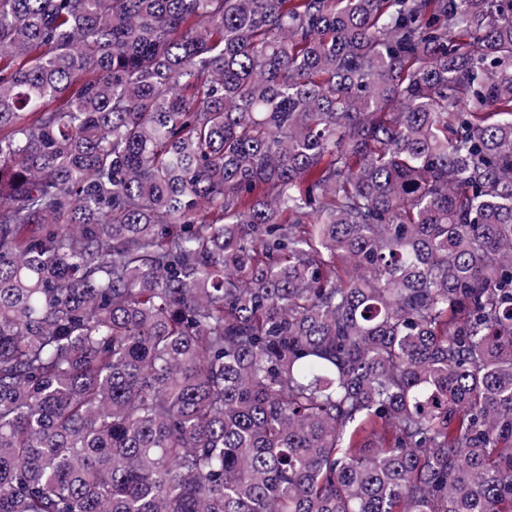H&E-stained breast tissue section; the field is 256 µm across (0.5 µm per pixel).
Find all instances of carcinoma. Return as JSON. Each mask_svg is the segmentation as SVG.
I'll return each instance as SVG.
<instances>
[{"mask_svg":"<svg viewBox=\"0 0 512 512\" xmlns=\"http://www.w3.org/2000/svg\"><path fill=\"white\" fill-rule=\"evenodd\" d=\"M0 512H512V0H0Z\"/></svg>","mask_w":512,"mask_h":512,"instance_id":"carcinoma-1","label":"carcinoma"}]
</instances>
